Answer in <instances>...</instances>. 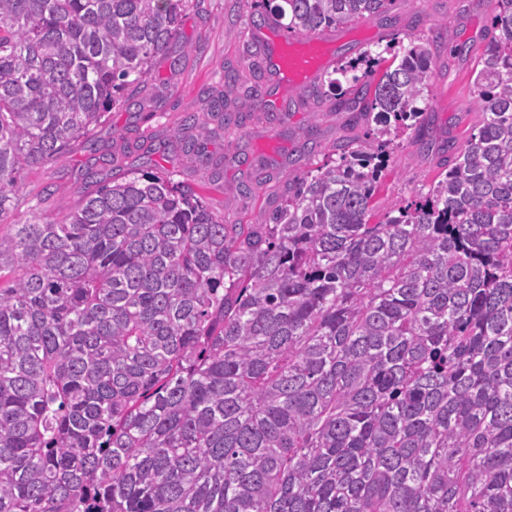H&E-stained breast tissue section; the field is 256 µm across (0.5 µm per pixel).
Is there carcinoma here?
I'll list each match as a JSON object with an SVG mask.
<instances>
[{
	"label": "carcinoma",
	"instance_id": "cac0c4a2",
	"mask_svg": "<svg viewBox=\"0 0 512 512\" xmlns=\"http://www.w3.org/2000/svg\"><path fill=\"white\" fill-rule=\"evenodd\" d=\"M298 36L393 0H261ZM479 119L384 212L431 50L394 34L325 79L366 125L226 224L167 173L19 224L23 178L82 145L176 46L187 0H0V512H512V0ZM187 113V152L239 127Z\"/></svg>",
	"mask_w": 512,
	"mask_h": 512
}]
</instances>
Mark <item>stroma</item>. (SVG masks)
I'll use <instances>...</instances> for the list:
<instances>
[{
  "label": "stroma",
  "mask_w": 512,
  "mask_h": 512,
  "mask_svg": "<svg viewBox=\"0 0 512 512\" xmlns=\"http://www.w3.org/2000/svg\"><path fill=\"white\" fill-rule=\"evenodd\" d=\"M250 5L243 0H194L186 11L181 38L192 43V56L179 65L170 58L155 61V77L138 88L137 95L148 98L162 94V107H148L140 116L113 109L94 132L100 144L111 146L113 164L105 166L107 179L148 166L177 172L179 180L202 193L210 208L228 224H262L281 199L287 174L300 175L321 164L336 143L361 136L362 127L349 125L346 113L335 111L329 97L306 94L303 88H284L275 81L267 87L282 120L268 121L261 101H254V116L248 122L245 141L248 163L235 157L236 134L207 141L204 154L221 163V178L213 182L205 169L189 164L173 146H165L170 131L184 113L203 108L200 91L223 88L224 65L233 63L247 71L248 50L254 27ZM493 13L490 0H393L389 14L394 24L373 19L338 27L343 38L338 58L353 57L365 50L384 46L393 33L412 34L424 39L433 52L437 76L429 93L427 119L436 141L456 138L465 142L478 115L470 89V77L483 50ZM317 122V143L303 149L298 138L301 128ZM122 140L113 141V131ZM89 155L75 146L54 163L30 170L25 193L42 213L54 215L73 208L89 186L82 177ZM440 154L421 145L405 143L397 150L374 197L378 207L397 198H412L427 191L440 172ZM250 183L252 192L241 196L238 188Z\"/></svg>",
  "instance_id": "1"
}]
</instances>
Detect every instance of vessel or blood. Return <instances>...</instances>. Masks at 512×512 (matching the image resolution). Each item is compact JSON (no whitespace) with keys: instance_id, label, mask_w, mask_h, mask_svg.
I'll return each instance as SVG.
<instances>
[{"instance_id":"vessel-or-blood-1","label":"vessel or blood","mask_w":512,"mask_h":512,"mask_svg":"<svg viewBox=\"0 0 512 512\" xmlns=\"http://www.w3.org/2000/svg\"><path fill=\"white\" fill-rule=\"evenodd\" d=\"M265 66L278 78L301 85L313 78L331 59L329 44L311 35L297 40L278 39L272 29L254 37Z\"/></svg>"}]
</instances>
